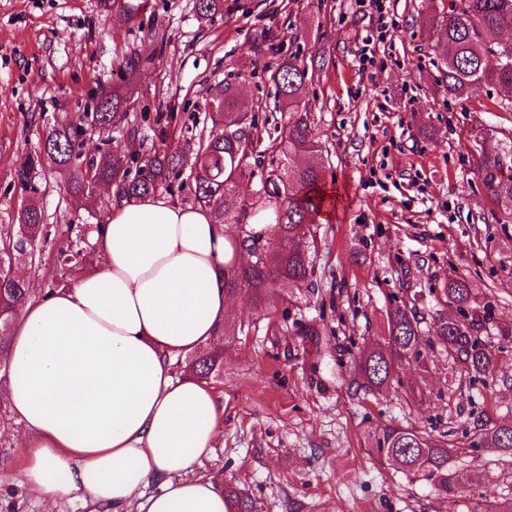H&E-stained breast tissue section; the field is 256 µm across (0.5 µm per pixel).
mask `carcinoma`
Instances as JSON below:
<instances>
[{"mask_svg":"<svg viewBox=\"0 0 512 512\" xmlns=\"http://www.w3.org/2000/svg\"><path fill=\"white\" fill-rule=\"evenodd\" d=\"M198 17L206 22L224 15V0H196ZM512 31V0H451L434 18L428 41L443 51L445 66L439 83L448 99H462L482 85H496L512 90V45L502 46L486 40L491 32ZM308 77L305 63L283 62L272 74L281 97L282 111L288 121L275 138V150L281 156L277 169L267 178L278 203L273 213L274 237L265 239L248 229L249 211L237 194L239 180L246 176L245 161L253 150L246 130L247 114L240 111L235 92L219 85L211 93L217 111L211 113L210 128L198 133V152L194 163L176 150H156L146 161L140 174L130 176L125 152L119 147L100 148L91 154L78 150L83 135L90 130L103 143L111 141L112 129L125 123L132 103L126 77L102 87L93 98L92 111L67 124L45 126L38 149L16 173V181L24 191L36 192L44 162H49L63 179L68 193L77 198L90 196L94 181L110 184L122 198H141L171 185L184 171L195 184L193 204L220 208L224 222L238 228V246L254 254L253 262L229 273L228 292L242 294L247 302L264 316L288 311L306 294L315 292L313 255L318 249V223L324 204L321 152L307 108L297 98ZM303 155L309 160L293 166L290 160ZM512 155V142H496L481 147L476 162L478 174L487 194L505 208H512V167L504 168V159ZM44 212L34 201L23 205L16 223L9 225L7 241L0 244V346L13 326L14 314L32 296L27 283L13 270L14 261L26 256L40 259L39 243L44 238ZM75 225H66L68 244L60 248L54 266L78 273L90 264L91 251L82 237H72ZM444 303L456 309V315H441L434 320L432 338L423 340L420 320L407 303L391 304L386 309L383 335L359 352L352 371L357 387L367 392L392 385L401 388L412 399H425L423 389L406 385L401 377L405 365L425 364L423 346L439 344L448 351L470 377L494 373L496 358L481 342L493 319L489 305L481 304L479 293L469 281L460 278L444 289ZM251 324L225 322L213 346L188 359V367L200 378L218 377L224 370L221 345L230 337L245 333ZM293 335L303 349L316 348L320 333L310 323H294ZM478 439L469 447L490 449L512 457V423L486 428L482 419L474 420ZM370 453L405 474H421L432 480L434 490L455 496L462 487V476L454 459L455 445L410 429L389 427L382 431ZM228 512H251L252 505L236 488L224 490Z\"/></svg>","mask_w":512,"mask_h":512,"instance_id":"cac0c4a2","label":"carcinoma"}]
</instances>
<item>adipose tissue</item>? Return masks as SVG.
Returning <instances> with one entry per match:
<instances>
[{"label":"adipose tissue","mask_w":512,"mask_h":512,"mask_svg":"<svg viewBox=\"0 0 512 512\" xmlns=\"http://www.w3.org/2000/svg\"><path fill=\"white\" fill-rule=\"evenodd\" d=\"M236 230L163 194L114 203L98 257L15 314L5 398L27 491L106 512H227L204 473L224 430L214 388L176 373L209 348L233 301Z\"/></svg>","instance_id":"1"}]
</instances>
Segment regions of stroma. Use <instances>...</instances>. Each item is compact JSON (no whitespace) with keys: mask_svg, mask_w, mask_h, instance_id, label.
<instances>
[{"mask_svg":"<svg viewBox=\"0 0 512 512\" xmlns=\"http://www.w3.org/2000/svg\"><path fill=\"white\" fill-rule=\"evenodd\" d=\"M127 0H0V231L29 196L15 172L47 122L90 111L120 64L139 63L127 125L113 129L132 169L161 146L193 157L184 128L203 124L214 86H231L256 149L238 193L249 209L269 198L264 178L279 156L271 78L287 59L325 54L300 92L322 147L326 194L315 258L318 289L287 317L259 318L239 300L231 319L251 322L213 380L224 435L206 473L242 489L254 512H498L512 499V459L465 452L463 475H479L456 496L371 455L388 427L448 434L465 447L473 421H512V210L484 191L475 163L482 145L512 140L501 89L484 85L452 103L437 88L442 61L428 47L440 0H226L224 17L199 21L195 0H148L137 26L119 24ZM163 32L165 40L154 37ZM374 42L376 66L358 52ZM36 200L50 228L104 224L101 201L77 200L44 168ZM463 277L494 312L485 344L493 375L464 376L440 347L425 367H405L424 401L392 389L356 391L352 362L378 336L393 300L413 306L423 331L446 312L443 288ZM312 322L320 351L295 348L285 322ZM14 417L0 398V512H43L21 484Z\"/></svg>","mask_w":512,"mask_h":512,"instance_id":"stroma-1","label":"stroma"}]
</instances>
